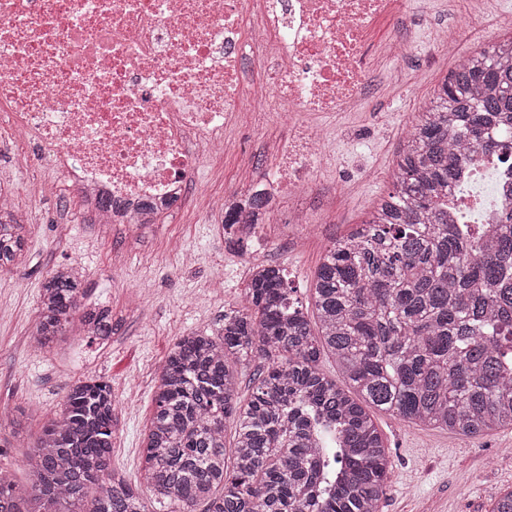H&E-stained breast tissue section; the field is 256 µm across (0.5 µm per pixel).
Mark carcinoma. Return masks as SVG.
I'll list each match as a JSON object with an SVG mask.
<instances>
[{
  "instance_id": "obj_1",
  "label": "carcinoma",
  "mask_w": 512,
  "mask_h": 512,
  "mask_svg": "<svg viewBox=\"0 0 512 512\" xmlns=\"http://www.w3.org/2000/svg\"><path fill=\"white\" fill-rule=\"evenodd\" d=\"M465 143L512 158V39L445 77L405 138L393 190L325 250L314 319L285 269L260 263L247 305L174 344L136 484L111 468L112 387L77 381L27 456L28 487L0 468V512H151L147 491L158 512L202 502L205 512H380L392 462L365 406L462 438L512 428V205L500 224L448 221ZM266 203L252 192L250 215ZM26 234L14 210H0L1 268L21 263ZM82 281L72 265L47 272L37 348L64 335ZM81 323L112 333L106 308L85 309ZM325 352L349 388L322 371ZM254 360L263 370L243 404L236 366Z\"/></svg>"
}]
</instances>
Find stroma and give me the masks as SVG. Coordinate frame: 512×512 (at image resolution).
Returning <instances> with one entry per match:
<instances>
[{
  "label": "stroma",
  "instance_id": "obj_1",
  "mask_svg": "<svg viewBox=\"0 0 512 512\" xmlns=\"http://www.w3.org/2000/svg\"><path fill=\"white\" fill-rule=\"evenodd\" d=\"M433 0H416L417 16L395 14L370 31V64L378 80L350 118L320 116L327 142L335 150L331 166L314 174L307 204L314 230L295 240L269 225L259 260L284 268L301 302H310L320 258L331 243L363 223L391 187L403 147V131L429 105L438 83L451 70L447 56L430 51L427 31L454 26L470 9L456 0L453 10H432ZM414 40L401 60L384 48L401 33ZM288 140L287 117L268 124H243L209 155L192 188L136 242L118 228L91 222L76 192L60 185L49 196L31 197L28 173L10 161L11 144L0 142V186L12 188L15 207L29 226L21 265L0 268V466L18 487L30 476L25 456L43 423L61 409L66 387L82 377L112 387V465L137 480L143 438L154 410V380L174 343L200 330L217 329L224 308L238 303L249 280V265L224 244L222 218L208 210L211 196L232 198L249 190L276 166ZM182 250H174L173 241ZM196 261L183 265V250ZM76 263L85 270L82 305L112 312V334L85 335L73 322L66 336L37 351L29 337L39 316V294L46 272ZM223 277L222 292L209 288ZM24 411L27 425L12 434L10 421ZM374 421L391 452L392 469L381 512H492L512 490V429L463 439L445 430L399 421L374 411Z\"/></svg>",
  "mask_w": 512,
  "mask_h": 512
}]
</instances>
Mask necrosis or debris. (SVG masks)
<instances>
[{
	"mask_svg": "<svg viewBox=\"0 0 512 512\" xmlns=\"http://www.w3.org/2000/svg\"><path fill=\"white\" fill-rule=\"evenodd\" d=\"M397 0H0V138L15 168L50 158L98 223L141 237L145 204L184 196L240 113L261 125L303 113L270 195L307 198L329 157L313 113H344L372 81L365 34ZM264 75L248 93L242 65ZM468 187L448 191L458 224H495L512 163L471 150Z\"/></svg>",
	"mask_w": 512,
	"mask_h": 512,
	"instance_id": "obj_1",
	"label": "necrosis or debris"
}]
</instances>
